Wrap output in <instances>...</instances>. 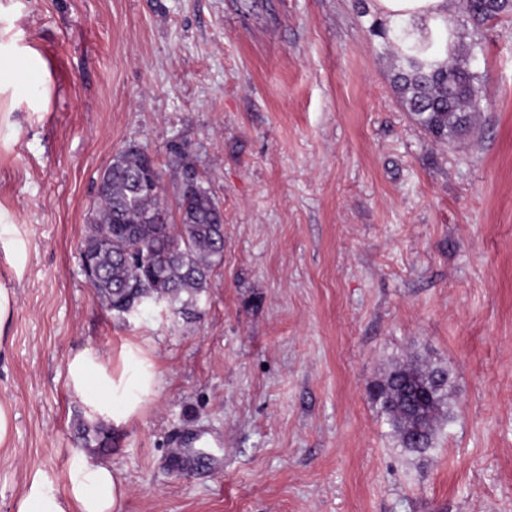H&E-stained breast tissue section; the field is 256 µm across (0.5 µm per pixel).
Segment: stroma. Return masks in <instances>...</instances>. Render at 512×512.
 <instances>
[{
	"instance_id": "1",
	"label": "stroma",
	"mask_w": 512,
	"mask_h": 512,
	"mask_svg": "<svg viewBox=\"0 0 512 512\" xmlns=\"http://www.w3.org/2000/svg\"><path fill=\"white\" fill-rule=\"evenodd\" d=\"M361 0H0V512L84 449L66 360L147 338L157 400L110 427L122 512H512V19L473 64V132L429 138ZM224 212L189 305L106 309L78 263L97 178L134 144ZM451 373L433 448L370 387Z\"/></svg>"
}]
</instances>
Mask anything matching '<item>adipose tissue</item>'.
Returning a JSON list of instances; mask_svg holds the SVG:
<instances>
[{"label":"adipose tissue","mask_w":512,"mask_h":512,"mask_svg":"<svg viewBox=\"0 0 512 512\" xmlns=\"http://www.w3.org/2000/svg\"><path fill=\"white\" fill-rule=\"evenodd\" d=\"M375 12L385 21L414 20L433 29L454 27L451 0H374ZM70 396L91 423L114 426L140 417L160 392L161 377L148 340H130L117 357L105 359L84 349L66 363ZM128 494L118 470L90 451L72 455L68 487L59 489L43 472H35L17 504V512H122Z\"/></svg>","instance_id":"obj_1"}]
</instances>
